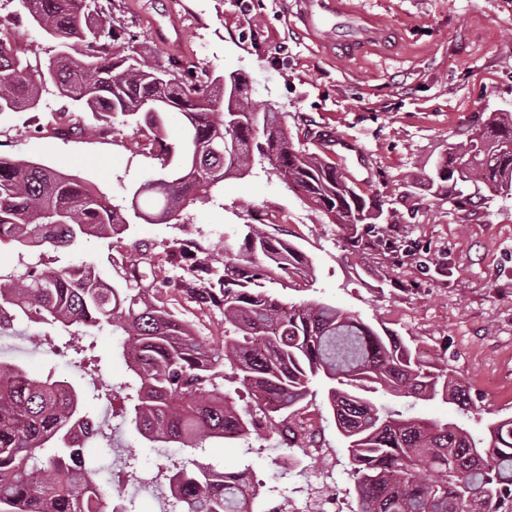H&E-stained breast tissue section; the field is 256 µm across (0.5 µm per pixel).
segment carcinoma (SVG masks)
<instances>
[{
	"label": "carcinoma",
	"instance_id": "carcinoma-1",
	"mask_svg": "<svg viewBox=\"0 0 512 512\" xmlns=\"http://www.w3.org/2000/svg\"><path fill=\"white\" fill-rule=\"evenodd\" d=\"M31 20L58 44L33 67L0 23V114L38 106L51 83L59 94L108 122L133 120L165 171L134 192L157 221L177 219L206 202L224 178L268 162L289 188L347 230L351 250L367 246L363 227L378 228L373 244L421 258L413 246L387 242L395 211L369 202L317 153L293 144L282 113L251 98L247 81L153 63L143 43L114 24L111 0H18ZM178 113L183 134L166 137V114ZM438 177L452 186L483 178L512 191V122L490 117L448 148ZM129 223L108 198L82 178L43 164L0 158V248H70L90 237L121 235ZM233 257L216 266L202 250L181 289L224 316L217 351L190 325L153 298L170 284L147 250L115 270L110 283L91 263L44 273L34 266L0 274V336L18 323L49 328L112 327L132 381L123 387L119 417L156 448L173 445L187 458L158 466L171 498L164 512H251L249 489L233 483L246 471L222 472L198 458L204 441H248L252 421L265 437L283 438L282 461L302 474L305 445L291 428L326 393L327 409L346 445L353 481L351 512H512V416L475 433L386 404L442 397L467 414L472 401L456 368L428 363L395 334L380 335L356 315L315 300L285 303L267 284L301 291L311 270L300 250L273 237L264 224H244ZM85 372L98 368L94 343L73 349ZM91 430L110 441L108 425L86 411L82 390L54 374L0 359V512H109L112 483L97 481L82 460L79 437Z\"/></svg>",
	"mask_w": 512,
	"mask_h": 512
}]
</instances>
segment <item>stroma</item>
I'll list each match as a JSON object with an SVG mask.
<instances>
[{
    "label": "stroma",
    "mask_w": 512,
    "mask_h": 512,
    "mask_svg": "<svg viewBox=\"0 0 512 512\" xmlns=\"http://www.w3.org/2000/svg\"><path fill=\"white\" fill-rule=\"evenodd\" d=\"M351 7L381 21L386 38L358 57L337 53L347 26L328 20L321 33L305 24L298 0H112L114 18L145 42L159 64L217 73H244L252 94L274 102L294 143L328 156L367 199L395 209V240L415 243L433 255L424 268L382 248L349 252L345 231L270 170L254 167L228 177L207 203L185 207L178 219L148 223L135 217L131 191L158 159L140 145L134 127L83 134L93 124L88 112L47 85L39 106L0 115V156L38 162L75 174L119 205L129 223L122 243L93 239L66 251L49 247L0 251V272L25 266L57 269L85 261L104 277L128 261L140 243L163 252L173 242L199 245L217 261L234 254L240 225L256 214L270 220L274 236L299 248L311 268L308 289L272 285L286 300H319L356 315L375 329L403 336L423 360L456 367L473 407L409 400L411 415L456 422L481 430L489 420L512 415V196L482 183L470 184L478 204L461 209L454 191L436 180L450 143L464 139L489 117L512 118V0H349ZM10 17L17 48L31 65L45 63L58 47L20 10L17 0H0V17ZM392 279L381 282L380 266ZM162 299L212 348L224 345V317L171 287ZM70 333H61V351L40 342L36 328L18 327L0 343V356L57 380L80 381ZM85 406L108 422L120 456L139 459V479L125 488L137 512H163L166 490L151 478L161 464L182 461L179 448L142 443L114 417L106 400L85 384ZM250 456L239 446L210 443L205 456L220 471L238 470L249 459L264 484L288 491L306 487L319 474V459L306 475L284 474L281 449L257 439Z\"/></svg>",
    "instance_id": "obj_1"
}]
</instances>
